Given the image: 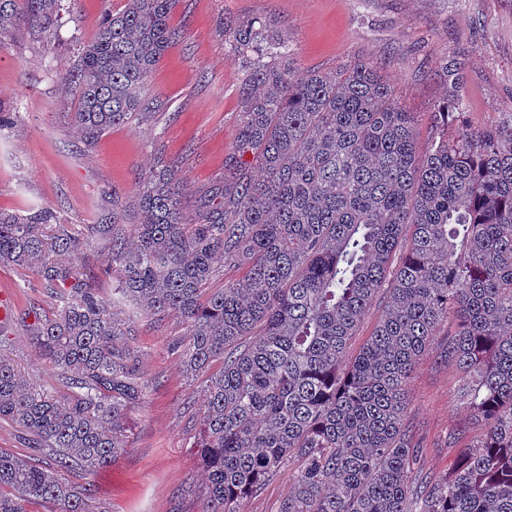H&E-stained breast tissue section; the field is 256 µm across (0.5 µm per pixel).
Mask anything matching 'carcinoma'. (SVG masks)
I'll return each instance as SVG.
<instances>
[{"instance_id": "cac0c4a2", "label": "carcinoma", "mask_w": 512, "mask_h": 512, "mask_svg": "<svg viewBox=\"0 0 512 512\" xmlns=\"http://www.w3.org/2000/svg\"><path fill=\"white\" fill-rule=\"evenodd\" d=\"M64 0H0V39L21 18L53 35ZM174 0L104 9L93 39L61 74L85 145L146 110V79L182 38ZM224 41L254 61L242 88L235 149L224 177L188 209L174 164L139 176L137 223L82 231L48 210H0V265L32 270L57 303L14 315L68 389L55 399L0 353V421L42 458L0 450V512H106L89 486L126 447L128 412L143 398L137 351L119 310L173 315L170 344L188 379L203 380L192 447L202 465L203 512L243 502L293 471L278 512H512V125L448 138L465 109L436 113L438 138L419 155L376 62L323 73L292 70L288 35L266 21L224 23ZM102 244L117 287L75 262ZM399 263H394L396 254ZM222 257L246 275L209 287ZM378 323L349 355L371 306ZM453 314L442 356L463 380L486 433L451 477L419 486V446L404 398L419 357ZM218 370H213L214 365Z\"/></svg>"}]
</instances>
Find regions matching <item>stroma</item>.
<instances>
[{
  "label": "stroma",
  "instance_id": "35a3bbf8",
  "mask_svg": "<svg viewBox=\"0 0 512 512\" xmlns=\"http://www.w3.org/2000/svg\"><path fill=\"white\" fill-rule=\"evenodd\" d=\"M125 0H69L54 46L19 24L0 47V103L16 114L0 129V209L53 211L64 224H108L120 201L128 221L138 209L136 182L157 160L174 162L188 201L223 176L233 153L240 92L249 65L224 41V24L260 18L288 34L296 71L330 72L356 59L378 62L405 111L417 120L419 153L437 136L434 114L446 100L445 63L463 66L466 111L455 131L512 123V0H176L170 23L181 29L147 79L150 107L113 127L92 146L70 127L75 101L60 72L76 43L90 40L103 9ZM12 307L55 301L30 271L0 267V298ZM127 342L139 354L145 385L131 409L127 448L95 477L59 476L94 484L109 512H202L204 473L191 447L199 431L203 391L188 383L169 350L186 326L131 313ZM454 324L443 325L417 361L408 384L406 422L420 444L421 478L452 474L461 448L484 432L460 396L461 376L438 358ZM0 348L28 383L58 398L67 394L52 365L34 351L22 325Z\"/></svg>",
  "mask_w": 512,
  "mask_h": 512
}]
</instances>
